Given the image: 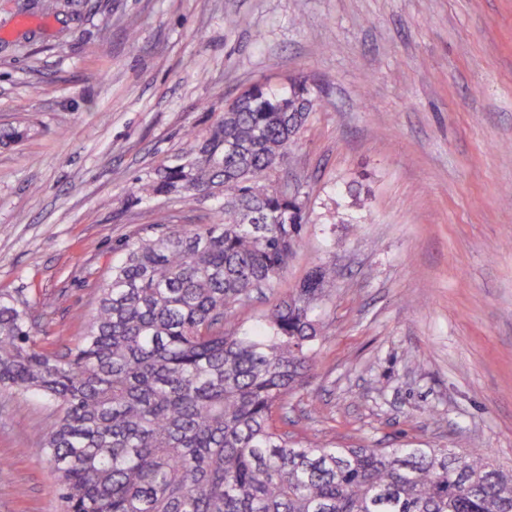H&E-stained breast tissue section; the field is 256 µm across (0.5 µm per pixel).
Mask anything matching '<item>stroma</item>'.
Masks as SVG:
<instances>
[{"label": "stroma", "instance_id": "35a3bbf8", "mask_svg": "<svg viewBox=\"0 0 512 512\" xmlns=\"http://www.w3.org/2000/svg\"><path fill=\"white\" fill-rule=\"evenodd\" d=\"M0 0V293L65 352L121 244L174 201L137 178L243 91L304 82L284 170L303 239L249 330L318 265L336 286L288 431L314 443L482 448L512 466V0ZM138 26L137 48L126 31ZM0 393V512H60L31 431Z\"/></svg>", "mask_w": 512, "mask_h": 512}]
</instances>
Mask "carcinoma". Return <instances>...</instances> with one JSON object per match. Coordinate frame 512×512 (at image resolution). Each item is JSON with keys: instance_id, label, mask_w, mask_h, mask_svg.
I'll use <instances>...</instances> for the list:
<instances>
[{"instance_id": "carcinoma-1", "label": "carcinoma", "mask_w": 512, "mask_h": 512, "mask_svg": "<svg viewBox=\"0 0 512 512\" xmlns=\"http://www.w3.org/2000/svg\"><path fill=\"white\" fill-rule=\"evenodd\" d=\"M312 108L303 84L248 89L138 179V202L217 207L127 240L66 352L40 350L29 309L0 293V390L55 409L36 451L62 512H512V469L485 450L317 445L273 424L312 369L336 269L317 266L250 333L231 319L275 290L307 224L278 181Z\"/></svg>"}]
</instances>
